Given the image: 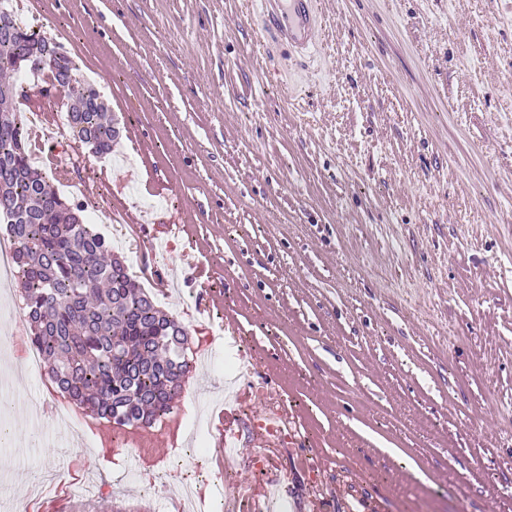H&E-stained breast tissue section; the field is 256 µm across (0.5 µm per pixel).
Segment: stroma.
<instances>
[{
  "instance_id": "stroma-1",
  "label": "stroma",
  "mask_w": 512,
  "mask_h": 512,
  "mask_svg": "<svg viewBox=\"0 0 512 512\" xmlns=\"http://www.w3.org/2000/svg\"><path fill=\"white\" fill-rule=\"evenodd\" d=\"M0 1L119 132L107 155L59 148L78 164L59 194L191 345L225 314L242 325L191 369L196 412L241 354L309 438L222 465L163 447L150 487L134 449L78 453L60 411L28 430L40 379L0 355V512L76 455L112 484L86 512H156L198 468L213 512L272 479L288 512H512V0H320L304 64L256 45L244 0ZM166 224L189 239L152 246Z\"/></svg>"
}]
</instances>
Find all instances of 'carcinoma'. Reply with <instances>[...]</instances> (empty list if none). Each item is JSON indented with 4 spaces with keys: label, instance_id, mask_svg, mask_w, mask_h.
<instances>
[{
    "label": "carcinoma",
    "instance_id": "cac0c4a2",
    "mask_svg": "<svg viewBox=\"0 0 512 512\" xmlns=\"http://www.w3.org/2000/svg\"><path fill=\"white\" fill-rule=\"evenodd\" d=\"M26 63L48 71L74 100L73 138L97 154L117 131L100 94L77 77L52 39L0 7V73ZM23 87L0 83V223L17 243L16 267L30 341L69 401L119 426L168 417L192 367L185 327L164 312L85 222L83 203L64 200L33 166L21 113Z\"/></svg>",
    "mask_w": 512,
    "mask_h": 512
}]
</instances>
